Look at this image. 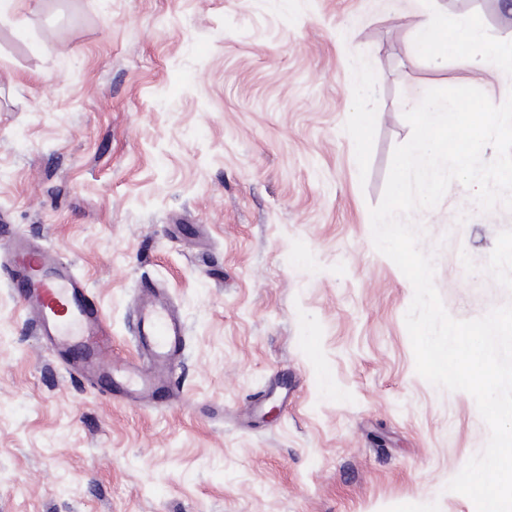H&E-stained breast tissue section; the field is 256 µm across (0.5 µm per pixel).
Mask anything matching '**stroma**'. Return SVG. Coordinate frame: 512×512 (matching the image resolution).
Segmentation results:
<instances>
[{
    "label": "stroma",
    "instance_id": "35a3bbf8",
    "mask_svg": "<svg viewBox=\"0 0 512 512\" xmlns=\"http://www.w3.org/2000/svg\"><path fill=\"white\" fill-rule=\"evenodd\" d=\"M512 39L500 0H435ZM0 18V220L70 261L135 363L141 285L187 325L182 394L68 372L0 271V512H476L475 399L421 377L414 290L374 246L416 91L419 0H23ZM377 79L360 121L352 60ZM450 316L512 301V212L452 182L412 213Z\"/></svg>",
    "mask_w": 512,
    "mask_h": 512
}]
</instances>
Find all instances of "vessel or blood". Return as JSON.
I'll return each instance as SVG.
<instances>
[{"label":"vessel or blood","instance_id":"obj_1","mask_svg":"<svg viewBox=\"0 0 512 512\" xmlns=\"http://www.w3.org/2000/svg\"><path fill=\"white\" fill-rule=\"evenodd\" d=\"M0 252L8 259L10 284L34 314L36 336L50 339L60 358L72 360L75 371L93 383H107L111 396L129 402L163 389L158 372L180 360L186 326L173 307L159 300L153 286H146L137 309L135 336L146 362L127 364L113 355L88 286L70 263L48 248L28 246L2 224Z\"/></svg>","mask_w":512,"mask_h":512}]
</instances>
